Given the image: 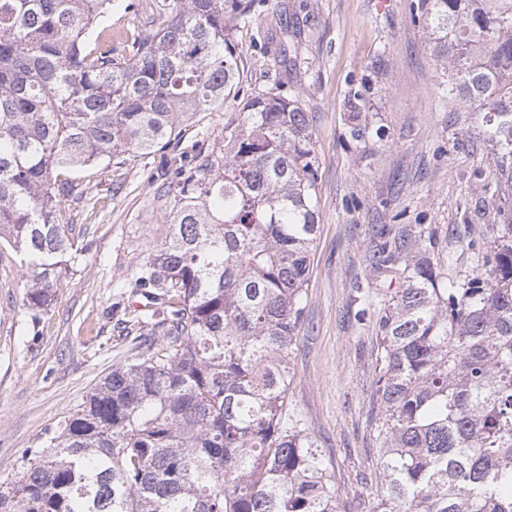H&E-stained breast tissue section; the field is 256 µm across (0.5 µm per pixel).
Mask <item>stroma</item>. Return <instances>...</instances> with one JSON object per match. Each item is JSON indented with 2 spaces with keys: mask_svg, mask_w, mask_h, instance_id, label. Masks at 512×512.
Masks as SVG:
<instances>
[{
  "mask_svg": "<svg viewBox=\"0 0 512 512\" xmlns=\"http://www.w3.org/2000/svg\"><path fill=\"white\" fill-rule=\"evenodd\" d=\"M411 0H270L269 23L297 31L289 92L312 116L320 229L310 256L304 322L289 355L287 413L317 444L340 512H369L380 487L371 421L375 314L359 317L373 273L369 251L387 224H425L449 256L448 275H474L471 242L489 244L501 199L472 103L444 100V64L412 24ZM161 0H115L112 47L158 20ZM242 94L266 88L279 46L240 28ZM359 94L370 136L348 133ZM223 111L198 113L180 142L85 170L82 198L65 201L77 252L52 304L23 298L19 256L0 248V475L48 429L79 411L113 365L140 350L134 281L175 210V167L220 144Z\"/></svg>",
  "mask_w": 512,
  "mask_h": 512,
  "instance_id": "35a3bbf8",
  "label": "stroma"
}]
</instances>
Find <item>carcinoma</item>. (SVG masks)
Masks as SVG:
<instances>
[{
    "label": "carcinoma",
    "instance_id": "carcinoma-1",
    "mask_svg": "<svg viewBox=\"0 0 512 512\" xmlns=\"http://www.w3.org/2000/svg\"><path fill=\"white\" fill-rule=\"evenodd\" d=\"M259 1L170 0L116 59L112 0H0V243L30 270L35 312L70 266L74 173L166 148L238 101L221 145L174 170L173 223L135 280L148 353L23 451L0 512H339L317 446L283 420L317 170L300 94L275 80L238 100L231 29ZM410 18L448 65L443 96L484 113L508 195L490 249L471 245L472 278L445 276L420 224L377 231L371 266L397 287L376 319L372 512H512V0H418Z\"/></svg>",
    "mask_w": 512,
    "mask_h": 512
}]
</instances>
